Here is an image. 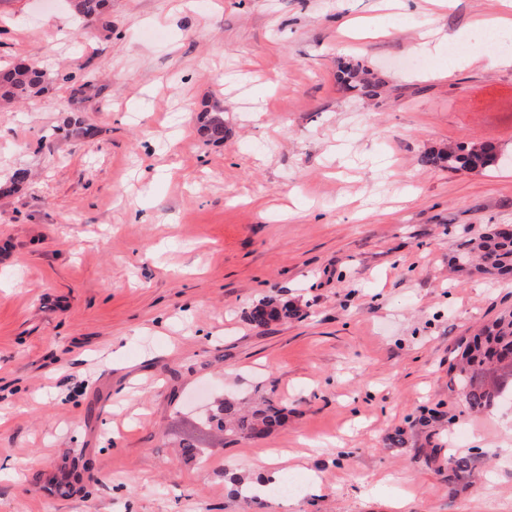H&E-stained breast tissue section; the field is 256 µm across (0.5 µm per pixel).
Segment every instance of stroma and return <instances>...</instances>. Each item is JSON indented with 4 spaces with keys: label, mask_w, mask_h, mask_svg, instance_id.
I'll return each mask as SVG.
<instances>
[{
    "label": "stroma",
    "mask_w": 512,
    "mask_h": 512,
    "mask_svg": "<svg viewBox=\"0 0 512 512\" xmlns=\"http://www.w3.org/2000/svg\"><path fill=\"white\" fill-rule=\"evenodd\" d=\"M498 8L0 0V68L46 74L0 112V182L27 173L0 195V512H512V399L470 413L448 374L512 313V281L448 261L512 225V67L463 62L512 53ZM470 144L501 165L423 160ZM265 297L297 315L253 325ZM227 394L288 421L184 457ZM270 451L303 455L287 508L235 483ZM368 71L356 65H345L341 68L338 79L348 89L359 92L362 96L377 97L379 85L367 77Z\"/></svg>",
    "instance_id": "35a3bbf8"
}]
</instances>
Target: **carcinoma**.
I'll list each match as a JSON object with an SVG mask.
<instances>
[{
  "instance_id": "1",
  "label": "carcinoma",
  "mask_w": 512,
  "mask_h": 512,
  "mask_svg": "<svg viewBox=\"0 0 512 512\" xmlns=\"http://www.w3.org/2000/svg\"><path fill=\"white\" fill-rule=\"evenodd\" d=\"M107 0H69L73 12L80 18H89L103 12ZM340 82L349 90L363 96L379 95V85L368 78V71L360 65H345L338 74ZM43 74L31 64L12 65L0 70V102L9 104L30 97L42 89ZM204 133L215 139L224 138V113L209 112L203 118ZM439 160L450 169L483 170L498 164L499 157L487 145L462 146L443 152ZM460 257L470 264L476 255L479 263L474 269L500 279H512V236L489 230L474 240L460 244ZM296 315L288 304L272 299L257 302L249 312V320L258 327L284 321ZM450 385L457 391L466 408L479 413L501 398L504 390L496 380L512 375V318H499L479 333L460 343L449 365ZM285 408L269 397L259 396L244 410L233 399L217 402L205 425L213 435L257 439L282 426Z\"/></svg>"
}]
</instances>
